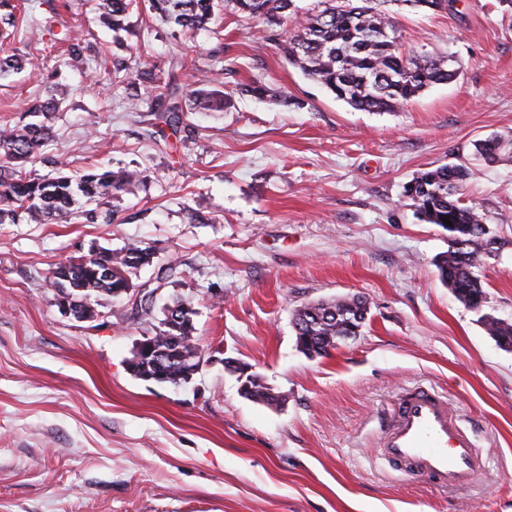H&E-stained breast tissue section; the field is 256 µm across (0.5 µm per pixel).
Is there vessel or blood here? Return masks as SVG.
<instances>
[{
    "label": "vessel or blood",
    "mask_w": 512,
    "mask_h": 512,
    "mask_svg": "<svg viewBox=\"0 0 512 512\" xmlns=\"http://www.w3.org/2000/svg\"><path fill=\"white\" fill-rule=\"evenodd\" d=\"M380 448L402 477H428L448 489L472 485L487 468L446 398L430 388L405 393L385 412Z\"/></svg>",
    "instance_id": "vessel-or-blood-1"
}]
</instances>
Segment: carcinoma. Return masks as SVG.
I'll use <instances>...</instances> for the list:
<instances>
[{
    "label": "carcinoma",
    "instance_id": "1",
    "mask_svg": "<svg viewBox=\"0 0 512 512\" xmlns=\"http://www.w3.org/2000/svg\"><path fill=\"white\" fill-rule=\"evenodd\" d=\"M135 0H99V22L113 31L125 28L124 22ZM388 0H318L313 11L305 13L293 32L282 37L277 27L287 17L298 16L295 0H148L149 9L162 21L192 36L223 10L258 18L266 25L267 39L281 47L288 62L302 74L335 94L353 109L364 112H394L426 88L448 83L455 71L442 60H424L400 50V27L389 11L379 7ZM418 12L447 11L452 0H397ZM28 20L24 6L14 0H0V23L15 29ZM53 44L67 46L69 61L83 63V52L69 30L54 32L47 25ZM23 68L22 58L0 49V78ZM123 77L130 84H146L147 93L161 83V72L141 60L123 62L98 75L106 83ZM63 91L45 85L43 99L30 113L48 116L59 108ZM190 109L224 111V92L219 89H192L185 93ZM153 111L176 135L182 124L179 87L155 100ZM51 139V126L28 122L0 129V224H15L21 218L35 224H52L74 214L77 197L101 206L112 195L140 182L139 170L91 168L52 177H34L27 171L45 160L44 147ZM507 144L497 137L473 143V157L486 164L501 161ZM470 169L463 165H441L420 172L405 188L419 218L448 231V251L436 261L440 280L466 307L479 311L486 304V292L476 274L491 252L483 249L489 239L485 218L477 207L460 197ZM449 219L452 225L444 224ZM149 263V253L136 243L118 251L102 248L89 256L72 259L53 268L46 278L53 296L71 297L79 313L84 302L97 303L101 296L116 297L132 287V276ZM369 312L367 300L358 295L335 300H320L295 311L296 345L300 351L319 356L336 348V337L347 336L353 327H362ZM167 329L153 335L157 351L139 359H128L130 373L142 380L179 387L185 383L184 371L201 364L202 353L194 342L195 327L191 302L176 298L162 308ZM481 321L497 343L512 349V321L484 314ZM254 402L272 407L275 399L264 382L252 384Z\"/></svg>",
    "mask_w": 512,
    "mask_h": 512
}]
</instances>
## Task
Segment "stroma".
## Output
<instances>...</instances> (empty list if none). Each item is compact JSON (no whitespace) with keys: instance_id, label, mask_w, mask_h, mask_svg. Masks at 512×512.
I'll list each match as a JSON object with an SVG mask.
<instances>
[{"instance_id":"35a3bbf8","label":"stroma","mask_w":512,"mask_h":512,"mask_svg":"<svg viewBox=\"0 0 512 512\" xmlns=\"http://www.w3.org/2000/svg\"><path fill=\"white\" fill-rule=\"evenodd\" d=\"M28 3L35 24L0 42L31 61L0 79V126L24 120L56 76L65 95L36 174L59 161L146 178L95 224H0V512H512V350L439 280L448 233L420 221L404 194L427 164L469 163L462 197L498 243L478 274L489 312L512 320V160L469 159L474 140H512V16L496 0L403 13L402 49L452 58L459 75L398 111L360 112L240 14L186 37L139 2L116 35L93 0H71L57 23L90 43L74 69L39 24L47 0ZM139 56L184 90L222 81L233 107L183 113L172 145L153 139L151 98L131 104L125 83L94 78L107 61ZM252 82L288 105L241 94ZM130 242L154 254L133 284L196 310L204 363L184 387L130 374L134 343L152 333L130 304L104 297L101 317L78 321L46 286L57 264ZM355 294L370 304L361 335L322 357L301 353L296 309ZM228 358L284 404L242 397ZM418 386L461 414L486 482L441 491L382 460L380 413Z\"/></svg>"}]
</instances>
